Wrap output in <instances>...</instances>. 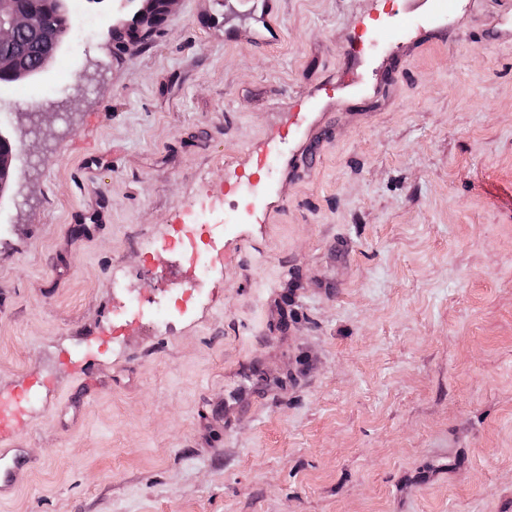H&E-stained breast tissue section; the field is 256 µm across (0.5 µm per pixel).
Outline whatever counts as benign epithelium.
Masks as SVG:
<instances>
[{
  "label": "benign epithelium",
  "mask_w": 512,
  "mask_h": 512,
  "mask_svg": "<svg viewBox=\"0 0 512 512\" xmlns=\"http://www.w3.org/2000/svg\"><path fill=\"white\" fill-rule=\"evenodd\" d=\"M144 7L138 12L139 19L134 26L125 28L131 41L143 42L153 36L165 21L174 0H142ZM72 27V19L67 10H60L49 18L35 12H21L16 0H0V73L8 74L19 81L32 74L24 58L12 49L14 34L19 29L51 39L59 46ZM16 143H10L9 154L0 155V192H4L15 180L13 169Z\"/></svg>",
  "instance_id": "obj_1"
}]
</instances>
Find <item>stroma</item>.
I'll use <instances>...</instances> for the list:
<instances>
[{"label":"stroma","mask_w":512,"mask_h":512,"mask_svg":"<svg viewBox=\"0 0 512 512\" xmlns=\"http://www.w3.org/2000/svg\"><path fill=\"white\" fill-rule=\"evenodd\" d=\"M65 5L0 86V512H512V0H279L269 48L175 0L120 53ZM208 196L206 278L161 245ZM17 45L23 50L30 67L37 72L42 65L44 57L51 50L49 42L28 32H19L17 35ZM24 397L19 396L12 402L6 403L0 398V438L12 432L13 422L23 412L22 401Z\"/></svg>","instance_id":"35a3bbf8"}]
</instances>
